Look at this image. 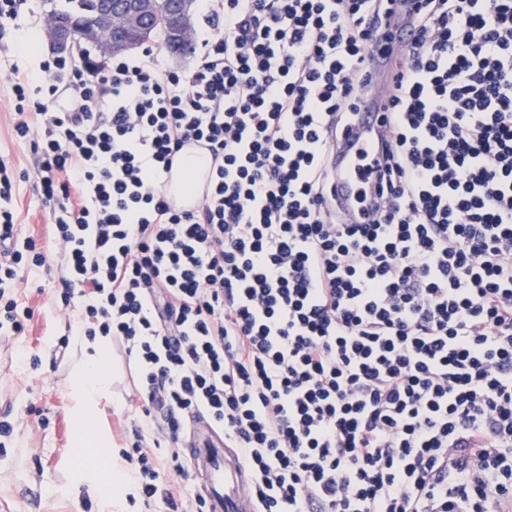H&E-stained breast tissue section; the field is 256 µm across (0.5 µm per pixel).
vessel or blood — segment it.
<instances>
[{"mask_svg":"<svg viewBox=\"0 0 512 512\" xmlns=\"http://www.w3.org/2000/svg\"><path fill=\"white\" fill-rule=\"evenodd\" d=\"M413 39V30L404 23H395L385 29L367 57L371 73H381L387 57L398 53ZM360 105L356 120L350 132L343 136L336 156L337 197L344 208L355 215L375 205L376 199L372 196L365 204H358L357 194L365 184L366 161L379 159L381 138L387 133L378 95L361 94ZM182 451L197 467L210 512H254L247 493L249 474L236 450L225 447L223 432L213 429L206 439L190 438L184 442Z\"/></svg>","mask_w":512,"mask_h":512,"instance_id":"b4317fda","label":"vessel or blood"}]
</instances>
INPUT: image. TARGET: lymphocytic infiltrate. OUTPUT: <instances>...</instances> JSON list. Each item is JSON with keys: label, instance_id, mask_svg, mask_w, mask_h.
<instances>
[{"label": "lymphocytic infiltrate", "instance_id": "f902f5d3", "mask_svg": "<svg viewBox=\"0 0 512 512\" xmlns=\"http://www.w3.org/2000/svg\"><path fill=\"white\" fill-rule=\"evenodd\" d=\"M397 2L201 0L224 25L189 70L152 48L10 67L67 273L56 303L82 304L59 344L122 346L172 448L159 464L138 431L124 460L172 512H204L171 484L196 414L238 449L256 512H512V0H417L383 208L351 224L332 157ZM192 140L212 180L186 210L166 179ZM14 187L0 158L4 338L33 317L22 269L46 261L12 237Z\"/></svg>", "mask_w": 512, "mask_h": 512}]
</instances>
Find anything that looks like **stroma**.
I'll use <instances>...</instances> for the list:
<instances>
[{
    "label": "stroma",
    "mask_w": 512,
    "mask_h": 512,
    "mask_svg": "<svg viewBox=\"0 0 512 512\" xmlns=\"http://www.w3.org/2000/svg\"><path fill=\"white\" fill-rule=\"evenodd\" d=\"M61 0H31L32 11L22 16V29L39 32L28 56H21L13 37L0 40V157L9 159L17 174L13 207L19 238H35L44 248L46 263L25 271L18 288L21 307L34 315L21 335L0 348V422L12 425L10 436L0 437V512H100V503L79 474L97 464L94 449H76L74 401L68 377L79 359L76 344H69L63 359L52 347L66 326L75 322L80 308L59 312L54 295L65 289L60 259L53 238L52 217L36 189L37 156L31 144L13 136L17 116L7 99L11 64L36 71L52 54L42 32L47 14ZM109 373L113 380L110 402L100 409L117 451L130 448L133 429L153 441L156 429L143 422L135 401L128 363L120 348L110 347Z\"/></svg>",
    "instance_id": "obj_1"
}]
</instances>
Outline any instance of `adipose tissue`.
Returning a JSON list of instances; mask_svg holds the SVG:
<instances>
[{"label": "adipose tissue", "instance_id": "obj_1", "mask_svg": "<svg viewBox=\"0 0 512 512\" xmlns=\"http://www.w3.org/2000/svg\"><path fill=\"white\" fill-rule=\"evenodd\" d=\"M77 342L82 351V358L74 367L70 378V389L75 402L80 425L75 429V443L84 446L86 440L85 426H93L94 446L103 460H111L110 436L99 424V401L106 397L109 389L107 371V341L105 337H78Z\"/></svg>", "mask_w": 512, "mask_h": 512}]
</instances>
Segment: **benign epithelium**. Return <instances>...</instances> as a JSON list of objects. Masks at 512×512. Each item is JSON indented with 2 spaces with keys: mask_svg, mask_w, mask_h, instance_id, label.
<instances>
[{
  "mask_svg": "<svg viewBox=\"0 0 512 512\" xmlns=\"http://www.w3.org/2000/svg\"><path fill=\"white\" fill-rule=\"evenodd\" d=\"M194 0H181L179 8L166 15L163 27L168 35L192 39ZM159 0H110L93 22L80 28L57 18L48 19L45 35L56 49L72 50L87 41L102 57L130 51L151 34L158 25ZM111 36H103V32Z\"/></svg>",
  "mask_w": 512,
  "mask_h": 512,
  "instance_id": "obj_1",
  "label": "benign epithelium"
}]
</instances>
